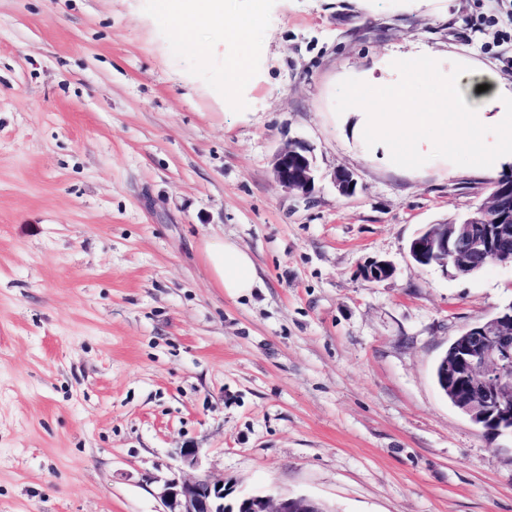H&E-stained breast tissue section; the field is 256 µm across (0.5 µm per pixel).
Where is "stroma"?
<instances>
[{"label":"stroma","mask_w":512,"mask_h":512,"mask_svg":"<svg viewBox=\"0 0 512 512\" xmlns=\"http://www.w3.org/2000/svg\"><path fill=\"white\" fill-rule=\"evenodd\" d=\"M230 3L259 27L186 41L157 0H0V512H161L176 475L223 477L230 504L512 512V437L488 442L434 378L512 302V269L457 277L408 252L494 175L438 141L399 168L351 98L392 54L512 90V0ZM229 57L255 68L241 114ZM295 140L308 199L273 177ZM219 233L254 261L247 296L210 277ZM371 259L393 276L364 281Z\"/></svg>","instance_id":"35a3bbf8"}]
</instances>
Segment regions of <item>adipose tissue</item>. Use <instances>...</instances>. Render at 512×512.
Masks as SVG:
<instances>
[{"mask_svg": "<svg viewBox=\"0 0 512 512\" xmlns=\"http://www.w3.org/2000/svg\"><path fill=\"white\" fill-rule=\"evenodd\" d=\"M162 5L179 14L182 27L206 23L222 28L228 40L241 32L238 25L225 24L222 0H162ZM387 65L402 78L370 85L362 103L359 133L383 146L400 167L421 166L432 132L443 138L445 146L465 151L481 169L494 168L500 157L512 154V101L502 96L494 72L463 68L454 79L444 81L438 76L437 60L430 56L393 57ZM419 84L429 88L426 99L413 96ZM202 254L224 293L243 296L257 287L255 264L235 242L207 236Z\"/></svg>", "mask_w": 512, "mask_h": 512, "instance_id": "ef3b65f1", "label": "adipose tissue"}]
</instances>
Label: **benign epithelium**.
<instances>
[{"mask_svg": "<svg viewBox=\"0 0 512 512\" xmlns=\"http://www.w3.org/2000/svg\"><path fill=\"white\" fill-rule=\"evenodd\" d=\"M275 180L303 196L315 187L310 147L294 141L281 148L273 163ZM333 182L343 196L355 193L357 180L346 169L335 171ZM512 200V180L495 182L486 199L456 224H431L409 243L412 260L420 265L451 269L456 276L469 273L477 259L512 267V226L498 223L502 206ZM394 267L372 259L359 271L368 282L391 278ZM438 386L455 407L477 424L494 442L512 435V303L489 319L466 327L452 341L437 365ZM222 477H174L159 488L162 512H327L306 496H249L234 504L224 501Z\"/></svg>", "mask_w": 512, "mask_h": 512, "instance_id": "1", "label": "benign epithelium"}]
</instances>
